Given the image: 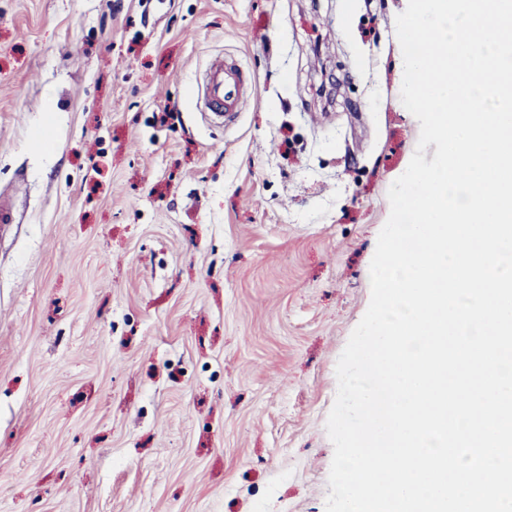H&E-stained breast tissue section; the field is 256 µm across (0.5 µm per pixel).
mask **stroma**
<instances>
[{"mask_svg":"<svg viewBox=\"0 0 512 512\" xmlns=\"http://www.w3.org/2000/svg\"><path fill=\"white\" fill-rule=\"evenodd\" d=\"M407 2L0 0V512H325ZM201 94L210 110L224 116L225 121L233 120L253 101V96L247 91L246 76L222 57H214L209 62Z\"/></svg>","mask_w":512,"mask_h":512,"instance_id":"35a3bbf8","label":"stroma"}]
</instances>
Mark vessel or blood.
Listing matches in <instances>:
<instances>
[{"label":"vessel or blood","instance_id":"1","mask_svg":"<svg viewBox=\"0 0 512 512\" xmlns=\"http://www.w3.org/2000/svg\"><path fill=\"white\" fill-rule=\"evenodd\" d=\"M201 94L212 112L233 120L252 102L247 78L233 63L213 58L206 69Z\"/></svg>","mask_w":512,"mask_h":512}]
</instances>
